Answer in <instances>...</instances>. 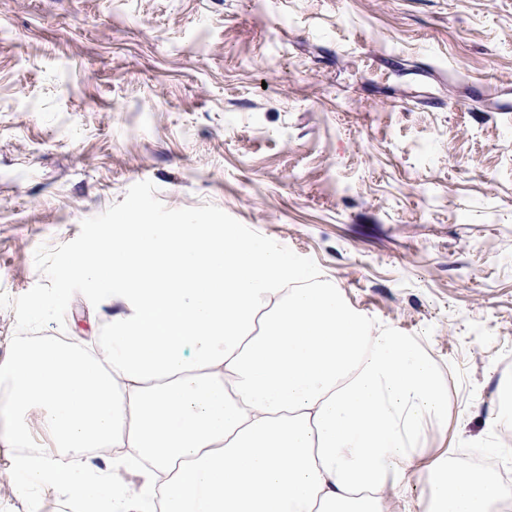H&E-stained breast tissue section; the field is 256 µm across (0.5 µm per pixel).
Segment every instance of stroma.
<instances>
[{
    "label": "stroma",
    "instance_id": "stroma-1",
    "mask_svg": "<svg viewBox=\"0 0 512 512\" xmlns=\"http://www.w3.org/2000/svg\"><path fill=\"white\" fill-rule=\"evenodd\" d=\"M135 206L238 225L420 342L430 455L512 436V0H0V363L119 312L67 260ZM16 456L0 512H75Z\"/></svg>",
    "mask_w": 512,
    "mask_h": 512
}]
</instances>
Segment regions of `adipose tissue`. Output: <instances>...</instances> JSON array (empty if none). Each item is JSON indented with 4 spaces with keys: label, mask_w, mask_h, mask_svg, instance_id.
Segmentation results:
<instances>
[{
    "label": "adipose tissue",
    "mask_w": 512,
    "mask_h": 512,
    "mask_svg": "<svg viewBox=\"0 0 512 512\" xmlns=\"http://www.w3.org/2000/svg\"><path fill=\"white\" fill-rule=\"evenodd\" d=\"M69 263L121 309L97 354L46 338L0 364L11 440L38 410L57 451L16 458L18 478L113 512H387L416 476L415 512H512L481 464L426 460L448 417L432 356L264 239L135 210Z\"/></svg>",
    "instance_id": "ef3b65f1"
}]
</instances>
